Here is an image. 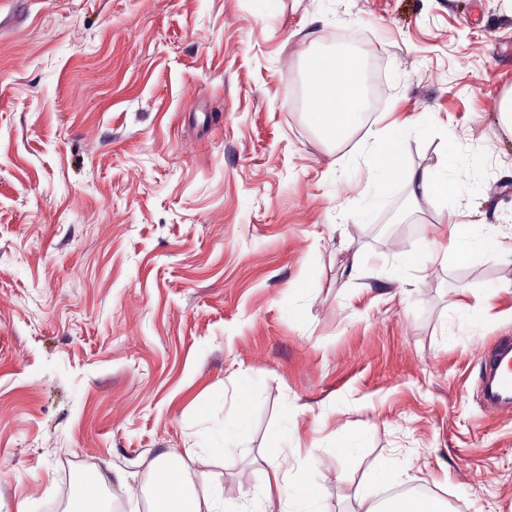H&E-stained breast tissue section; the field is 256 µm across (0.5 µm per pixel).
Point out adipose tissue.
Here are the masks:
<instances>
[{
	"mask_svg": "<svg viewBox=\"0 0 512 512\" xmlns=\"http://www.w3.org/2000/svg\"><path fill=\"white\" fill-rule=\"evenodd\" d=\"M363 62L351 51L315 52L305 64L308 119L325 141L340 144L361 125L364 88ZM495 228L472 224L467 230L452 228L449 250L461 262L486 251ZM171 453L156 457L149 470L153 478L151 496L156 512H220V501L208 481L192 485L185 467L172 466ZM323 485L311 484L303 492L293 491L279 472L267 475L264 499L268 512H316Z\"/></svg>",
	"mask_w": 512,
	"mask_h": 512,
	"instance_id": "ef3b65f1",
	"label": "adipose tissue"
}]
</instances>
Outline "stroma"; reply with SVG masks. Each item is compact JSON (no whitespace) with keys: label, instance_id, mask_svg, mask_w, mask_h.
Masks as SVG:
<instances>
[{"label":"stroma","instance_id":"obj_1","mask_svg":"<svg viewBox=\"0 0 512 512\" xmlns=\"http://www.w3.org/2000/svg\"><path fill=\"white\" fill-rule=\"evenodd\" d=\"M0 9V512H69L63 459L148 512L173 450L223 512L265 476L321 512L385 497L512 512V413L481 355L512 336V0H12ZM381 105L339 148L303 61L337 37ZM402 129L369 181L358 142ZM454 154L438 195L423 171ZM498 244L446 257L452 225ZM244 445L215 454L224 423ZM362 441L340 457L349 437ZM396 165L397 156L393 151L371 150L366 157V166L375 181L387 179Z\"/></svg>","mask_w":512,"mask_h":512}]
</instances>
